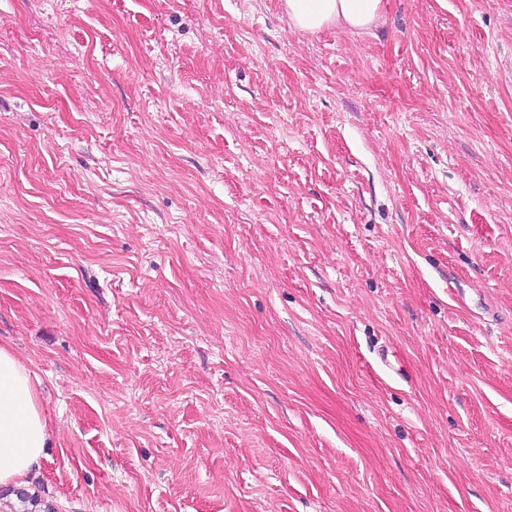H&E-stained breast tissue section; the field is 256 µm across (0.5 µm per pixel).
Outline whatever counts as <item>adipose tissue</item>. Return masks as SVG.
I'll list each match as a JSON object with an SVG mask.
<instances>
[{"mask_svg":"<svg viewBox=\"0 0 512 512\" xmlns=\"http://www.w3.org/2000/svg\"><path fill=\"white\" fill-rule=\"evenodd\" d=\"M283 7L293 28L314 33L337 24L372 27L380 18L382 0H284ZM50 444L31 372L0 346V487L23 488Z\"/></svg>","mask_w":512,"mask_h":512,"instance_id":"1","label":"adipose tissue"}]
</instances>
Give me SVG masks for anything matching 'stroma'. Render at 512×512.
I'll return each mask as SVG.
<instances>
[{
  "label": "stroma",
  "mask_w": 512,
  "mask_h": 512,
  "mask_svg": "<svg viewBox=\"0 0 512 512\" xmlns=\"http://www.w3.org/2000/svg\"><path fill=\"white\" fill-rule=\"evenodd\" d=\"M0 346L61 512H512V0H0ZM283 7L293 28L314 33L336 24L372 27L380 18L382 0H284Z\"/></svg>",
  "instance_id": "obj_1"
}]
</instances>
